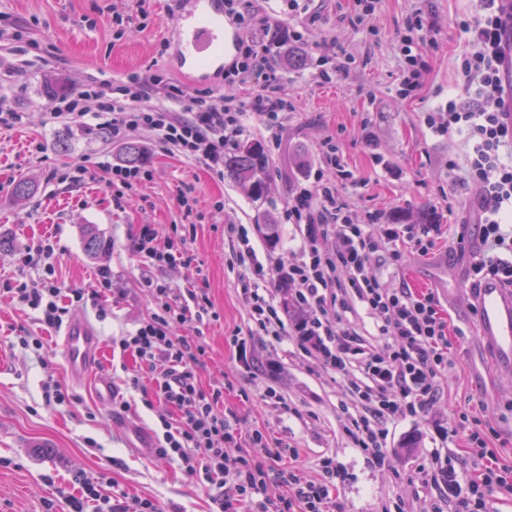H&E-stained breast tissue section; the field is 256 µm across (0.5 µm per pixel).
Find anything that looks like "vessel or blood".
Segmentation results:
<instances>
[{
    "instance_id": "obj_1",
    "label": "vessel or blood",
    "mask_w": 512,
    "mask_h": 512,
    "mask_svg": "<svg viewBox=\"0 0 512 512\" xmlns=\"http://www.w3.org/2000/svg\"><path fill=\"white\" fill-rule=\"evenodd\" d=\"M213 0H180L174 65L190 75L216 72L224 66V26L210 20ZM479 311L477 333L492 347L498 369L512 375V289L489 283L472 292ZM69 379L90 385L97 401L111 403L117 387L102 371L103 348L96 329L85 317L71 319L59 337Z\"/></svg>"
}]
</instances>
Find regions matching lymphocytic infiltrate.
<instances>
[{
  "instance_id": "obj_1",
  "label": "lymphocytic infiltrate",
  "mask_w": 512,
  "mask_h": 512,
  "mask_svg": "<svg viewBox=\"0 0 512 512\" xmlns=\"http://www.w3.org/2000/svg\"><path fill=\"white\" fill-rule=\"evenodd\" d=\"M503 26L498 0H479L475 14L459 27L466 47L460 66L469 87L467 99L450 98L443 111L427 113L424 121L434 133L465 135L469 150L464 164L449 161L456 176L449 193L474 191L477 224L483 248L471 263L475 284L487 280L512 285V114L501 111L504 91ZM267 45L246 46L241 62L243 76L261 74L260 90L246 100L186 97L176 86L162 87L152 78L103 81L60 98L56 114L83 124L98 120L115 139L148 129L161 146L198 160L216 174L224 172V152L233 147L247 116H256L272 128L280 127L288 108L278 96L275 70L268 63ZM345 170L335 145H328L323 167L314 180L297 185L288 201V220L302 225L303 245L282 275L293 286L294 303L308 315L286 329L267 284L271 278L245 225L229 224L225 230L236 241L238 266L248 270L242 288L255 332L282 340L293 336L298 347L311 355L323 372L347 384L354 411L347 416L345 433L355 447L378 466H388L385 452L388 423L425 413L435 401L448 371L451 341L448 325L433 294L416 295L407 288H387L368 267L372 256L394 262L399 249L412 245L421 253L434 246L431 229L419 224H381L375 216L354 219L342 200L335 180ZM158 234L144 227L134 241L140 257L163 265H190L185 236L156 243ZM334 250H326L328 241ZM155 308L139 327L122 337L119 346L148 368L156 369L153 393L179 413L177 424H165L154 448L157 456L179 460L184 472L206 485L212 512H330V491L338 470L333 459L320 463V475L304 476L294 466L264 467L254 463L251 449L272 459L297 458L296 449L270 442L262 432L243 433L231 413H220V392L204 390L198 376L204 350L192 338L180 335L191 321H202L208 312L204 295L189 292L180 301L172 288L149 281ZM21 302L41 310L47 327L62 323L61 293L56 282L20 284ZM362 307L372 319L377 343H369L348 315ZM164 369H157V361ZM456 432L466 444L468 460L478 476L468 495L427 499L423 512H490L496 490L512 489V470L498 465L488 450V439L467 428L468 414H461ZM287 489L274 498L270 483ZM77 492L60 491L66 512H160L155 500L103 489V478L75 475Z\"/></svg>"
}]
</instances>
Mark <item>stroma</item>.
I'll use <instances>...</instances> for the list:
<instances>
[{
    "label": "stroma",
    "instance_id": "1",
    "mask_svg": "<svg viewBox=\"0 0 512 512\" xmlns=\"http://www.w3.org/2000/svg\"><path fill=\"white\" fill-rule=\"evenodd\" d=\"M274 21L269 30L239 28V39L273 43L283 29L299 33L297 51L304 66L285 64V51L272 53L280 74L279 95L293 105L280 129L247 118L242 139L260 140L268 155L267 190L254 198L229 177L204 163L171 153L149 131L127 140L103 138L98 126H78L51 118L54 90L69 93L102 79L159 76L187 95L249 97L259 79L235 82L232 64L204 81L170 63L178 25L173 0H0V107L23 113L24 123L0 128V512H47L53 485L71 482L76 471L110 472L122 490L155 499L162 512H209L207 488L177 462L146 459L130 446L129 430L162 434L161 418L175 412L152 398L151 376L131 354L115 346L154 308L146 277L165 281L183 296L206 294L209 313L185 328L205 353L200 369L204 389L223 393V406L242 430H258L296 448L301 471L317 475L330 457L341 473L334 493L337 512H398L413 505L421 488L411 476L440 452L460 484L473 475L461 438L448 434L455 412L478 420L491 434V451L512 467V381L499 379L492 351L476 335L477 313L466 297L454 296L458 279H471V256L480 250L470 236L457 251L462 217H474L472 195L449 196V155L463 156L461 135H437L424 115L444 107L449 96H464L460 76L464 39L460 18L474 14L475 0H377L365 12L362 0H303L287 13L283 0H246ZM424 15V75L421 86L403 94L405 59L401 38L406 22ZM122 23H114V16ZM345 71H337V64ZM141 152L146 176L132 188L109 184L106 164L121 161L126 142ZM333 142L349 179L339 183L343 200L356 217L376 214L382 223L440 225L433 250L420 255L404 249L399 262L371 259L387 287L431 293L440 302L454 335L448 379L425 415L389 424V466L374 465L343 430V405L350 398L342 380L319 371L293 338L275 341L252 334L241 288L244 271L233 262L235 242L228 224L246 225L264 264L272 272L287 268L303 235L287 218L295 182L322 161L325 142ZM81 163L91 176L80 184L49 180L50 169ZM35 193L17 200L20 177ZM186 193L190 206L177 197ZM277 226L275 243L261 237L260 224ZM96 225L104 244L96 256L86 251L85 225ZM151 225L159 241L174 234L188 239L191 265L155 268L131 248V238ZM55 245L53 266L68 317L86 315L103 342V367L119 384L128 411L111 413L90 392L70 383L54 330L44 328L37 311L12 299L6 284L38 282L43 263L22 264L20 254L42 239ZM112 270V287L96 285L101 267ZM83 292L82 301L72 299ZM42 345H35V338ZM138 376L139 388L124 386ZM55 380L69 398L46 400L44 385ZM274 389L277 399L266 398Z\"/></svg>",
    "mask_w": 512,
    "mask_h": 512
}]
</instances>
